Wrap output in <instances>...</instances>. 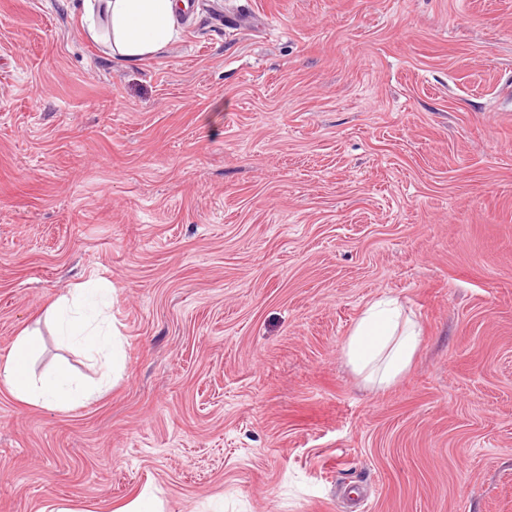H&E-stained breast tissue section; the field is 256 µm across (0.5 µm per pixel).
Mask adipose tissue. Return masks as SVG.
<instances>
[{
  "mask_svg": "<svg viewBox=\"0 0 512 512\" xmlns=\"http://www.w3.org/2000/svg\"><path fill=\"white\" fill-rule=\"evenodd\" d=\"M177 13L176 0H83L79 22L83 35L104 45L113 57L143 63L157 57L177 36ZM94 294L83 284L46 309L45 319L56 321L64 341L91 348L111 343V335L99 334L91 323L88 306ZM422 334L421 325L405 314L397 299L381 298L356 320L344 355L355 373L385 390L410 371ZM35 349V331L22 329L11 353L0 363V387L37 406L71 408L92 398V391L76 384L66 371L35 378L31 371Z\"/></svg>",
  "mask_w": 512,
  "mask_h": 512,
  "instance_id": "ef3b65f1",
  "label": "adipose tissue"
}]
</instances>
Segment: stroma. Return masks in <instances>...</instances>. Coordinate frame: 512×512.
<instances>
[{
    "label": "stroma",
    "instance_id": "stroma-1",
    "mask_svg": "<svg viewBox=\"0 0 512 512\" xmlns=\"http://www.w3.org/2000/svg\"><path fill=\"white\" fill-rule=\"evenodd\" d=\"M158 58L82 0H0V362L98 381L44 309L108 283L123 362L0 387V512H512V0H222ZM421 323L378 390L343 345ZM423 330L396 298L371 302L356 320L344 344L351 369L379 390L395 385L411 369ZM35 336V330L28 327L18 333L11 353L0 364V386L30 405L72 408L90 400L95 391L76 384L66 371L35 379L30 367L36 349ZM158 498L144 489L129 502L115 507L113 512H159Z\"/></svg>",
    "mask_w": 512,
    "mask_h": 512
}]
</instances>
